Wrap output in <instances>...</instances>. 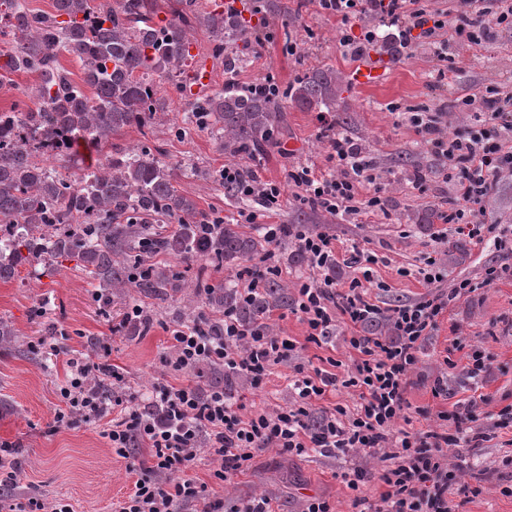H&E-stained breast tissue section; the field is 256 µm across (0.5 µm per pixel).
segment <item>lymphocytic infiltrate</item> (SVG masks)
<instances>
[{
  "label": "lymphocytic infiltrate",
  "mask_w": 512,
  "mask_h": 512,
  "mask_svg": "<svg viewBox=\"0 0 512 512\" xmlns=\"http://www.w3.org/2000/svg\"><path fill=\"white\" fill-rule=\"evenodd\" d=\"M315 2L320 11L342 23L361 21L360 35L346 31L340 39L353 59L379 45L397 59L413 48L426 47L437 62L426 82L430 89L450 83L462 71V60L450 52L452 45L480 47L498 30H512V0H448L444 8L436 0ZM455 107L466 119L448 134L442 131L446 106L404 112L400 118L415 128L419 148L434 158L449 187L445 225L433 234V241L447 242L449 234L456 233L497 256L496 263L485 268L481 283L449 280L444 265L428 255L418 270L427 293L383 307L371 299L367 288L374 256H367L368 268L361 277L340 287L341 261L334 236L298 224L291 242L307 260L309 274L296 285L292 312L305 325L307 342L318 346L346 327L349 364L332 358L325 367L305 370L297 362L296 341L274 335L265 323H243L233 309L225 310L218 336L203 335L195 324L169 328L168 365L176 372L191 373L214 363L226 374L247 376L258 388L275 367L291 364L288 387L293 399L287 406L246 416L223 389L202 391L191 385L160 386L145 406L121 388L122 376L111 365L69 360L70 377L61 391L66 408L57 414V424L64 426L76 418L103 423L101 437L113 453L128 459L127 469L136 477L114 512H275L270 496L229 504L207 484L196 482L190 472L203 451L220 484L246 472L255 455L270 448L296 456L337 455L349 459L340 477L357 491L371 475L352 464V457L384 450L389 465L379 476L383 491L373 504L356 498L362 512H458L454 495L481 494V487L462 481L472 468V449L512 433V404L489 410L483 380L495 372L512 374V364L496 363L490 352L474 349L466 366L474 381L470 395L438 411L428 405L411 406L406 397L419 356L437 335L445 314L478 285L512 279V225L489 223L485 211L503 179L512 177V85L474 90L456 99ZM326 138L334 170L297 163L281 184L252 178L247 164L237 162L225 165L224 184L237 196L260 201L262 212L278 210L289 186L296 200L317 204L335 216L385 212L386 197L359 161L361 144L333 132ZM366 183L370 191L360 194ZM104 376L114 385L105 396L96 389ZM341 387L354 393V405L325 404L327 393ZM411 412L430 421V428L400 427V419ZM135 448L148 449V456L132 457Z\"/></svg>",
  "instance_id": "1"
}]
</instances>
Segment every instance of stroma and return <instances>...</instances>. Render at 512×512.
Wrapping results in <instances>:
<instances>
[{
    "instance_id": "1",
    "label": "stroma",
    "mask_w": 512,
    "mask_h": 512,
    "mask_svg": "<svg viewBox=\"0 0 512 512\" xmlns=\"http://www.w3.org/2000/svg\"><path fill=\"white\" fill-rule=\"evenodd\" d=\"M275 2L281 13L294 16L295 21L286 29L271 21V39L265 44L262 60L241 69L239 83L248 86L270 77L283 89L310 68H333L337 102L350 119L346 133L361 143L371 161L369 172L379 177L391 204L388 214L348 223L310 210L289 195L276 221L329 232L336 237L337 252L354 250L357 260L342 267L340 281L361 275L364 265L360 256L375 255L372 294L381 306L415 299L427 291L417 270L435 230L424 216L435 208L446 209L448 188L432 158L419 150L414 129L398 123L397 115L424 104L452 101L476 87L494 88L511 81L512 32L500 33L477 49L456 46V53L467 61L466 67L455 81L433 91L425 87L435 66L427 49L397 61L388 58L386 49H378L369 62L381 64L385 81L363 89L354 82L359 61L346 55L340 45L339 21L321 14L314 0ZM160 95L166 103L163 119L143 130L130 128L115 134L113 146L145 147L162 153L170 162L206 171L223 170L226 158L210 131L189 121L197 97L187 95L178 82L162 84ZM330 117L323 109L289 106L284 131L255 160L260 179L285 182L288 167L295 162L332 168L328 144L321 136ZM402 157L430 178L427 195L412 189L398 163ZM177 187L205 211L233 216L239 209L257 207L256 201L241 200L209 180L183 176ZM439 256L452 279H480L484 266L495 259L494 254L478 252L466 238L458 236L449 237L447 244L440 246ZM122 311V306L107 307L98 301L85 273L68 260L50 276L29 267L10 281H0V320L15 330L10 342L0 341V443L12 445L11 454L0 463L17 473L16 484L0 487V495L60 497L71 503L75 512H113V503L131 491L134 478L127 472L126 459L112 452L95 425L78 419L68 427L55 425L57 413L65 407L61 389L70 359L90 364L108 361L122 375L126 389L143 401L151 397L155 386L165 383L192 381L200 389L212 388L213 374L192 380L167 366L171 346L167 327L173 322L169 310L157 311L149 331L140 336L113 333L112 325ZM265 321L273 333L303 342L299 361L306 368L320 366L327 357L343 362L348 359L341 336L330 337L321 346L306 342V328L290 306L267 311ZM457 338L464 348L450 352ZM470 346L486 349L497 361L512 362V280L477 289L444 317L437 336L420 356L407 390L409 402L415 406L431 402L430 385L439 376L450 396L463 397L470 382L465 369ZM447 355L452 356L454 367L443 365ZM288 374V366L277 367L260 389L239 376L233 378L230 391L243 414L270 411L293 398ZM344 465L338 456H288L269 449L256 455L249 471L227 481L222 494L230 503L269 494L277 498L282 512H300L304 501L316 496L329 500L334 512H356V497L376 500L382 487L373 481L359 490L349 489L340 478Z\"/></svg>"
}]
</instances>
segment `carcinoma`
I'll return each instance as SVG.
<instances>
[{"mask_svg": "<svg viewBox=\"0 0 512 512\" xmlns=\"http://www.w3.org/2000/svg\"><path fill=\"white\" fill-rule=\"evenodd\" d=\"M53 0V11L35 12L27 0H0V23L15 38L14 51L0 64V87L19 72L38 75L23 91L26 100L0 110V281L19 268L42 266L52 272L72 259L99 289L103 304L124 306L143 297L165 302L188 282L184 272L147 263L158 252L236 267L267 255L262 232L205 214L176 187L181 176H195L151 150L103 153L112 135L129 127L151 126L164 102L159 81L175 79L194 64L190 29L205 25L218 47L236 43L224 69L239 71L255 51L240 14L182 8L157 23L156 0ZM82 67L83 82L70 77L58 53ZM296 106L323 105L336 111V74L327 69L302 76L281 94L224 88L197 104L193 120L210 128L225 154L253 157L273 139L282 112L281 98ZM86 145L99 159L65 175L62 168L83 156ZM209 307L237 310L245 323L271 306L288 304L284 287L271 281L248 304H240L230 283L202 282ZM153 314L142 311L123 331L138 336Z\"/></svg>", "mask_w": 512, "mask_h": 512, "instance_id": "carcinoma-1", "label": "carcinoma"}]
</instances>
